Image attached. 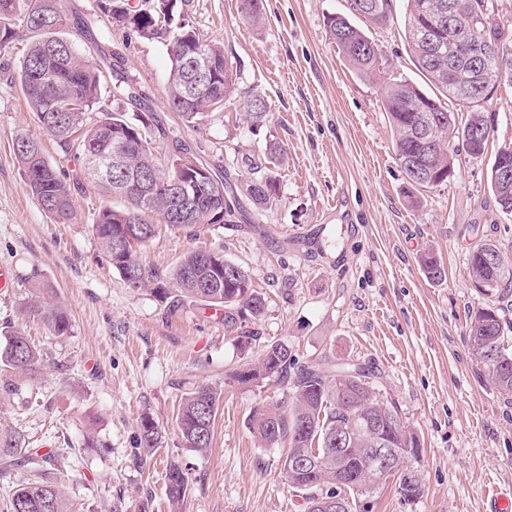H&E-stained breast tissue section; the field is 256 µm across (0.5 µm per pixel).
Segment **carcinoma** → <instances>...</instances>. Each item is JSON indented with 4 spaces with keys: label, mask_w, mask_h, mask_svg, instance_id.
Returning <instances> with one entry per match:
<instances>
[{
    "label": "carcinoma",
    "mask_w": 512,
    "mask_h": 512,
    "mask_svg": "<svg viewBox=\"0 0 512 512\" xmlns=\"http://www.w3.org/2000/svg\"><path fill=\"white\" fill-rule=\"evenodd\" d=\"M404 37L407 52L429 87L400 80L390 82L383 90V104L393 131L396 159L408 184L415 189L437 186L447 181L459 149L448 148L458 144L460 133L477 128L483 142H488L490 130L484 108L498 85L512 80V58L505 53L506 41L512 37V25L492 18L488 0H404ZM344 13H333L325 18V26L339 52L361 74L372 76L379 66L377 45L354 19L362 18L369 25L385 26L392 19L391 0H346ZM456 5L459 35L493 46L491 54L482 60L486 84L469 94L471 85L469 67L459 64L458 77L448 78V46L432 48L421 39L420 29L440 28L442 13L448 4ZM98 9L112 23L126 28L136 37L168 42L171 68L166 86L167 101L186 124L210 110L224 106V99L234 92L237 73L233 63L224 54V48L200 37L186 20L178 0H151L146 9L143 0H97ZM243 18L253 25L263 20V0H242ZM68 21L59 7V0H0V51L21 38L27 42L20 61L18 77L22 92L39 126L60 148L61 152L81 161V174L87 171V155L101 157L117 153L125 157V169L114 172L113 180L98 185L112 197L113 203L99 209L94 236L113 269L131 288H148L167 310H180L185 302H195L205 308L224 311V326L250 344L260 339L253 328L264 314L265 299L253 287L242 267L230 278L218 271L206 259L210 247L186 252L175 268L164 273L140 258V250L147 244L142 236L126 237L125 230L138 225L156 236L158 218L170 226L191 231L212 224H227L241 214L240 201L226 177L206 178L182 170L164 169L158 165L154 153L156 136H166L154 123L150 112L130 113L127 106L140 107L146 93L128 82L123 68V57L114 51L101 53L109 62L117 100L121 105L105 112L89 125L86 115L100 97L102 64L82 54L64 36ZM204 42L212 60L210 86L202 85L195 95H187L190 84L189 58L195 46ZM459 106L454 112L448 104ZM247 116L254 124L268 118L265 99L255 97L247 103ZM465 120L458 119L460 111ZM16 159L22 167L24 181L39 206L55 223L67 224L73 218V190L80 178L72 177L51 165L43 153L40 139L18 135L13 142ZM430 162L433 178L419 182L412 177L410 166ZM491 168L490 187L501 211L512 214V180L504 185ZM130 173H141L153 179L155 192L145 195L132 190L117 191ZM181 179L186 193L194 199L193 209L184 222L169 219L175 205L170 185ZM250 201L259 207L268 204L276 195L273 178L265 177L250 182L246 187ZM503 252L494 243L485 242L470 254L469 275L483 288L486 295L504 297L512 291V264L489 265L481 250ZM419 263L431 280L445 277V270L434 253L420 255ZM24 282L30 287V296L24 305L26 313L39 317L56 336H67L72 329L70 315L58 299L56 291L43 279L39 267L30 269ZM468 336L471 352L483 346L496 348L499 358L487 364L494 384L500 391L512 395V350L504 347L503 326L499 308L485 306L470 316ZM43 365L42 354L31 340L20 332L8 334L0 347V397L19 391L21 380H33ZM276 378L290 385L292 407L280 406L256 409L250 417V428L260 442L267 446L290 438L286 459L314 455L318 465L308 470L283 469L289 487L302 494L306 512H337L336 499L346 501V512H357L355 495L358 487L371 480L364 469L361 449L367 436L355 429L348 442L338 446L328 441L326 433L336 421H346L357 414H368L386 419L398 410L380 400L373 389L372 379L378 377L375 368L351 363H333L315 359L301 363L283 343L264 346L256 363H245L230 373V378L241 385L257 386ZM222 391L208 384L190 392L178 413V427L186 446L203 453L211 447L215 420ZM161 436L154 422L141 419L139 447L151 453L159 447ZM343 448L341 467L336 458L327 456L329 448ZM52 460V455L40 453L30 442L12 428L0 427V471L17 466L37 469ZM400 494L410 503L422 491L420 477L415 470L395 472ZM188 479L177 464L167 471L166 495L170 505L184 501ZM0 512H74L61 488L40 479H29L5 493L0 499Z\"/></svg>",
    "instance_id": "cac0c4a2"
}]
</instances>
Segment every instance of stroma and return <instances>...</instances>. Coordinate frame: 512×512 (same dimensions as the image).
<instances>
[{
	"mask_svg": "<svg viewBox=\"0 0 512 512\" xmlns=\"http://www.w3.org/2000/svg\"><path fill=\"white\" fill-rule=\"evenodd\" d=\"M61 6L83 30L74 39L82 53L123 55L129 82L145 88L147 111L172 139L227 172L237 192L274 174L278 195L267 208L248 207L240 223L195 237L163 227L141 251L144 263L167 270L188 249L215 247L244 268L266 307L260 342L242 349L223 315L194 306L172 314L149 290L127 286L93 234L109 201L95 184L81 180L70 223H54L42 210L25 186L15 136L40 138L45 157L69 173L79 164L44 134L12 79L25 42L0 53V266L15 278L0 293V330H21L43 355L39 377L0 400V426L59 450L35 474L60 484L75 512H171L165 486L173 463L189 479L181 512H303L283 477L289 441L263 446L249 428L254 409L287 403L289 387L228 378L277 341L304 362L326 357L377 368L380 399L417 434L420 454L404 465L420 474V498L405 502L391 476L372 498L374 512H488L492 496L512 491V395L475 361L468 339L471 312L489 302L469 276L472 250L489 240L512 258V216L490 190L495 154L512 147V81L486 107L485 154L458 155L447 182L413 198L382 103L386 82L422 79L406 51L403 0H393L389 25L367 29L381 53L373 77L349 65L324 25L328 14L345 12V0H264L258 26L242 20L241 0H189L188 20L223 44L237 70L223 109L189 126L167 103L165 43L109 23L96 0ZM255 95L269 104L259 126L245 118ZM272 142L285 160L270 171ZM321 224L337 228L342 259L333 267L309 249ZM427 250L444 266V280H430L420 267ZM34 266L67 307L70 335L53 336L23 314L22 278ZM201 384L223 391L203 455L186 447L177 423L183 398ZM145 416L162 439L142 462L137 437ZM103 444L108 454L100 453Z\"/></svg>",
	"mask_w": 512,
	"mask_h": 512,
	"instance_id": "35a3bbf8",
	"label": "stroma"
}]
</instances>
